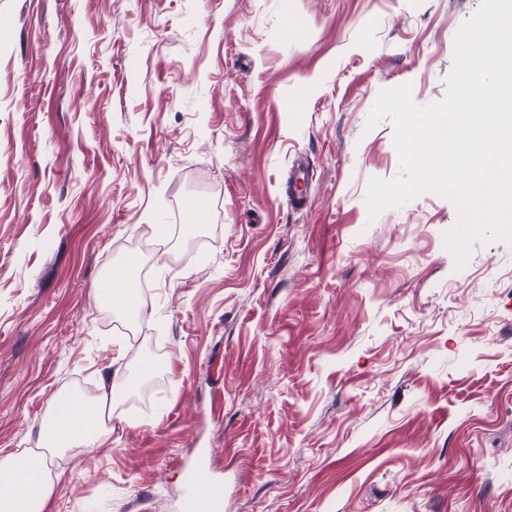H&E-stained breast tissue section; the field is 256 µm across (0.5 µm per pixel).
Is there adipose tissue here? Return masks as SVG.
<instances>
[{"label": "adipose tissue", "instance_id": "ef3b65f1", "mask_svg": "<svg viewBox=\"0 0 512 512\" xmlns=\"http://www.w3.org/2000/svg\"><path fill=\"white\" fill-rule=\"evenodd\" d=\"M116 396L115 388L109 387L95 401L81 399L50 411L39 429L40 446L67 452L101 444L110 433L108 409ZM32 467L43 472L41 481L34 487L26 482V474ZM47 467V459L36 454L24 460L12 453L1 455L0 512L11 496L22 497L20 512H43L54 487Z\"/></svg>", "mask_w": 512, "mask_h": 512}]
</instances>
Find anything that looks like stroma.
Wrapping results in <instances>:
<instances>
[{"mask_svg":"<svg viewBox=\"0 0 512 512\" xmlns=\"http://www.w3.org/2000/svg\"><path fill=\"white\" fill-rule=\"evenodd\" d=\"M478 5L0 0V449L154 378L45 512H179L199 452L224 512H512V245L459 269L450 200L365 203L400 173L379 92L441 100ZM135 264V260L131 258L129 259V264L117 268L121 269L125 273V276L115 280V283H118V287H114L110 295L112 307L123 314L134 317V319L140 316L142 313L141 307L144 309V305L141 302V306L137 303L131 308L127 302L130 295L122 288H130V291L135 293L134 288H137V285L131 275L132 266Z\"/></svg>","mask_w":512,"mask_h":512,"instance_id":"obj_1","label":"stroma"}]
</instances>
